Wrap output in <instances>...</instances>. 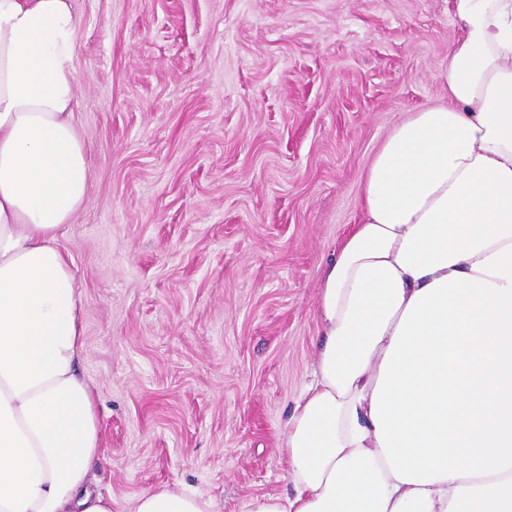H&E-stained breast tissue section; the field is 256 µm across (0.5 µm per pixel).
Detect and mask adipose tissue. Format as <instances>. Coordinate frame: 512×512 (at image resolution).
Returning <instances> with one entry per match:
<instances>
[{"label": "adipose tissue", "instance_id": "ef3b65f1", "mask_svg": "<svg viewBox=\"0 0 512 512\" xmlns=\"http://www.w3.org/2000/svg\"><path fill=\"white\" fill-rule=\"evenodd\" d=\"M447 101L408 113L329 262L291 489L238 512H512V0H452ZM70 0H0V512H211L90 491L102 448L73 260L88 183Z\"/></svg>", "mask_w": 512, "mask_h": 512}]
</instances>
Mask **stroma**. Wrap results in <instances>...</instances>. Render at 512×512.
Listing matches in <instances>:
<instances>
[{"label":"stroma","mask_w":512,"mask_h":512,"mask_svg":"<svg viewBox=\"0 0 512 512\" xmlns=\"http://www.w3.org/2000/svg\"><path fill=\"white\" fill-rule=\"evenodd\" d=\"M84 204L61 247L99 401L95 488L237 512L319 342L324 268L377 147L446 99L449 0H71Z\"/></svg>","instance_id":"obj_1"}]
</instances>
